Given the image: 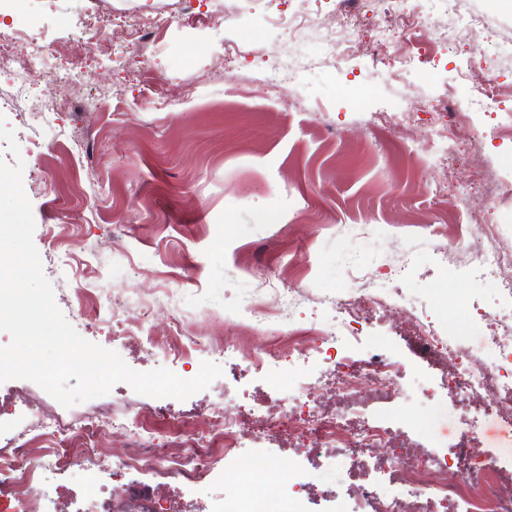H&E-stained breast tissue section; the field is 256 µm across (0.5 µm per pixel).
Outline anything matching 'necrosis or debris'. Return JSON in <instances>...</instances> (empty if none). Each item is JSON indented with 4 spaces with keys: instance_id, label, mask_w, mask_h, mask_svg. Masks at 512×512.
<instances>
[{
    "instance_id": "4bbe7bcc",
    "label": "necrosis or debris",
    "mask_w": 512,
    "mask_h": 512,
    "mask_svg": "<svg viewBox=\"0 0 512 512\" xmlns=\"http://www.w3.org/2000/svg\"><path fill=\"white\" fill-rule=\"evenodd\" d=\"M367 0H336L335 13L322 25L324 41L332 59L344 60L358 52L361 33L359 14ZM387 26L381 28L376 48H384L389 37H397L401 50L397 61L411 67L429 53L422 36L430 18L417 9L406 8V0H378ZM55 42L47 33L30 36L23 30L0 31V73H9L13 89L0 98V112L20 111L26 100L30 77L39 72L68 84V97L43 102L35 118L55 128L59 112H88L92 101L81 91L91 80L90 72H56L52 59ZM440 259L462 258L470 276H493L499 299L479 317L491 332L487 335L449 338L431 322L415 318L411 352L432 369L422 382L423 395L446 392L466 410L490 418L505 436H512V246L504 245L501 231L483 225L475 240L463 239L439 245ZM402 294L389 288H356L333 299L338 319L331 325L312 329L309 341L291 354L265 349L241 365V353L233 346L218 349L226 365L224 397L236 403L243 371L268 370L281 361L296 366V401H274L267 406L240 408L235 415L218 409L206 431L210 445L225 450L237 448L245 429L290 444L307 442L306 452L348 465L352 476L346 496L361 512H440L441 507L459 506L464 512H512V461L498 460L485 448L478 434L479 422H471L470 437L461 446L436 442L422 446L415 440L396 445L388 412L403 398L401 379L406 365L401 358L370 350L350 355L338 349L333 367L310 374L307 365L337 345L344 336H358L372 313L401 305ZM37 436L46 444L35 465H22L29 443L22 432L0 434V491L16 503L17 512H42L40 487L79 463L82 471L101 468L103 451L99 438L109 432L125 433L132 450L121 461L124 468L150 472L156 485L119 494L99 488L91 503L95 512H168L162 505L164 485L171 481L200 483L214 471L218 458L203 452L196 429L183 423L173 440L156 447L151 428L137 417L110 408L94 412L86 420L72 423L30 408ZM400 447L401 463L378 456L382 447Z\"/></svg>"
}]
</instances>
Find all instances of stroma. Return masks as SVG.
<instances>
[{"label":"stroma","mask_w":512,"mask_h":512,"mask_svg":"<svg viewBox=\"0 0 512 512\" xmlns=\"http://www.w3.org/2000/svg\"><path fill=\"white\" fill-rule=\"evenodd\" d=\"M226 7L228 18L216 27L171 19L161 28L154 44L161 84L133 59L115 64L103 56L62 54L60 66L91 68L96 80L88 91L97 114L59 113L51 132L5 113L20 153L12 155L0 141V159L25 164L34 243L56 303L80 335L117 352L130 368H166L189 379L199 361L176 352L151 356L113 340L115 299L130 289L142 294V301H126L121 317L144 326L155 341L173 344L186 334L237 346L247 356L267 345L263 332L240 314L241 303L256 299L265 303L286 352L306 338L308 318L335 319L321 300L354 287L353 262L377 269L378 284L387 288L385 274L397 252L413 251L417 268L402 285L404 306L341 345L352 354L374 348L406 359L407 399L391 415L403 430L430 435L449 423V399L422 397L419 383L427 370L411 359L403 335L411 313L422 310L445 333H456L459 295L480 307L497 301L493 279L474 280L444 267L434 251L435 239L474 233L459 188L474 182L476 170L462 159L428 163L400 133L368 119L374 112L408 113L420 141L436 120L428 103L480 94L461 71L492 68L501 83H511L512 61L499 59L496 50L512 36V0H461L462 14L485 23L478 44L405 75L390 56L358 52L335 63L315 28L293 41L280 35L268 22L278 11L275 0H228ZM93 20L88 0H12L0 14V29L47 30L68 45ZM228 40L249 46L253 56L222 67ZM280 62L299 72L298 85L284 96L264 85L266 67ZM162 96L178 100V111L160 109ZM448 123L463 133L484 129L485 164L512 170V128L500 125L496 114L461 112ZM57 200L68 204L71 220L55 237L48 226ZM57 253L71 257L70 274L54 261ZM254 268L262 269V278L251 277ZM278 288L299 289L291 307L275 303ZM21 385L20 399L62 418L110 404L164 434L175 430L183 410L224 397L220 378L183 401L141 395L119 383L107 395L65 408L33 381ZM6 389L1 383L10 410L19 398ZM297 473L317 478L322 487L304 502L305 512H355L352 501L338 503L323 493L346 487L345 467L324 458L309 461L261 437L224 456L204 483L175 487L172 499L183 512H217L226 503L242 508L257 491L282 495Z\"/></svg>","instance_id":"1"}]
</instances>
